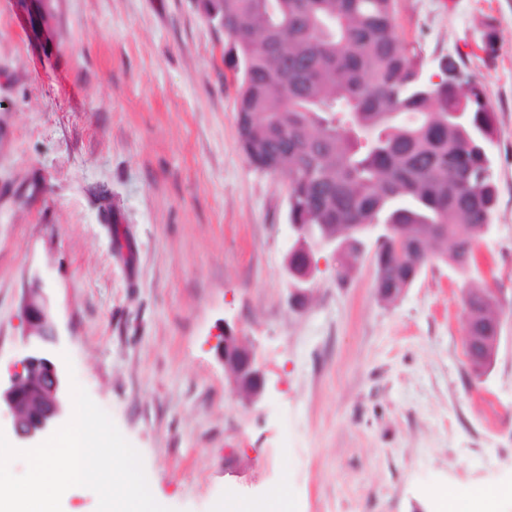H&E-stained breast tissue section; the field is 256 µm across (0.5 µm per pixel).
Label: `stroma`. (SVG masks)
<instances>
[{"instance_id": "35a3bbf8", "label": "stroma", "mask_w": 512, "mask_h": 512, "mask_svg": "<svg viewBox=\"0 0 512 512\" xmlns=\"http://www.w3.org/2000/svg\"><path fill=\"white\" fill-rule=\"evenodd\" d=\"M396 25L424 75L456 60L496 113L478 257L504 317L480 378L470 280L448 265L388 302L371 256L343 282L328 257L289 306L288 180L245 157L229 40L197 0H51L46 41L0 0V379L40 285L52 360L171 512H225L283 481L295 512H439L440 490L512 480V0H397ZM224 327L266 374L256 405L208 345Z\"/></svg>"}]
</instances>
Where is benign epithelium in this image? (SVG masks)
Masks as SVG:
<instances>
[{
  "label": "benign epithelium",
  "mask_w": 512,
  "mask_h": 512,
  "mask_svg": "<svg viewBox=\"0 0 512 512\" xmlns=\"http://www.w3.org/2000/svg\"><path fill=\"white\" fill-rule=\"evenodd\" d=\"M16 8L28 15L40 10L35 33L47 34V0H15ZM292 244L285 262V275L291 290L293 304L302 299L319 270L323 255L338 256L351 241H339L336 231L329 227L317 228L312 224L290 225ZM390 232L387 224H366L360 234L359 249L368 241L385 239ZM23 317L29 352L10 370V377L0 383V403L5 404L12 415V424L17 438L33 443L47 435L62 419L65 412L64 387L61 372L49 357L44 344L56 336L48 299L43 289L35 285L27 289L23 298ZM475 315L465 311L464 346L469 363H474L486 353L496 354L500 336H477L474 334ZM217 356L233 375L234 384L249 405L261 401L266 390L264 370L258 365L254 349L234 336L229 327H224L214 336Z\"/></svg>",
  "instance_id": "1"
}]
</instances>
